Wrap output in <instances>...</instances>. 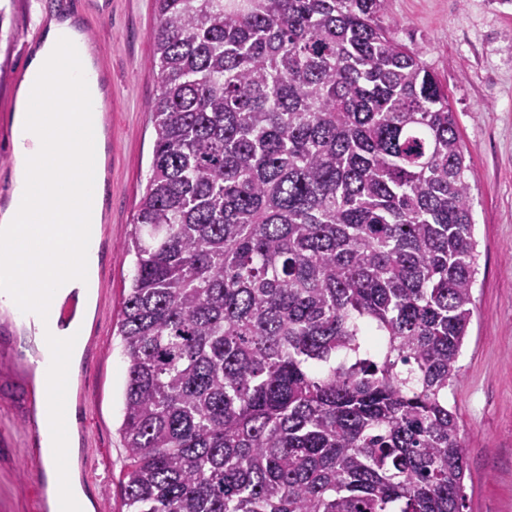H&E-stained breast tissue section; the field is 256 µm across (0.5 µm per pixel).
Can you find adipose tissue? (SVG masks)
<instances>
[{
  "instance_id": "adipose-tissue-1",
  "label": "adipose tissue",
  "mask_w": 512,
  "mask_h": 512,
  "mask_svg": "<svg viewBox=\"0 0 512 512\" xmlns=\"http://www.w3.org/2000/svg\"><path fill=\"white\" fill-rule=\"evenodd\" d=\"M104 93L90 47L72 16L52 17L32 52L14 108L12 191L0 205V287L21 291L22 300L48 308L70 294L83 306L92 299L84 289L89 273L84 250V212L94 207L103 183L86 178L88 163L102 156L105 135L91 123L87 104L102 103ZM86 319L67 327L40 321L41 336L58 340L46 376L61 382L82 354ZM50 435L43 461L56 476V499L68 512H90L78 480L64 465L74 445L69 410L57 394L45 408Z\"/></svg>"
}]
</instances>
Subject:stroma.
<instances>
[{"instance_id": "1", "label": "stroma", "mask_w": 512, "mask_h": 512, "mask_svg": "<svg viewBox=\"0 0 512 512\" xmlns=\"http://www.w3.org/2000/svg\"><path fill=\"white\" fill-rule=\"evenodd\" d=\"M49 11L42 0H0V197L10 189L12 115L30 51ZM397 39L419 51L448 92L472 175L479 273L476 309L448 395L468 448L464 512H512V0H388ZM112 92L104 126V248L87 336L94 357L73 370L76 448L69 460L91 512H127L120 427L127 360L118 334L134 273L124 242L149 176L158 77L148 64L155 0H93L80 14ZM27 374L0 361V512H46L32 479Z\"/></svg>"}]
</instances>
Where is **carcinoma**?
<instances>
[{
    "label": "carcinoma",
    "instance_id": "obj_1",
    "mask_svg": "<svg viewBox=\"0 0 512 512\" xmlns=\"http://www.w3.org/2000/svg\"><path fill=\"white\" fill-rule=\"evenodd\" d=\"M156 6L128 512H462L478 251L448 94L388 0Z\"/></svg>",
    "mask_w": 512,
    "mask_h": 512
}]
</instances>
